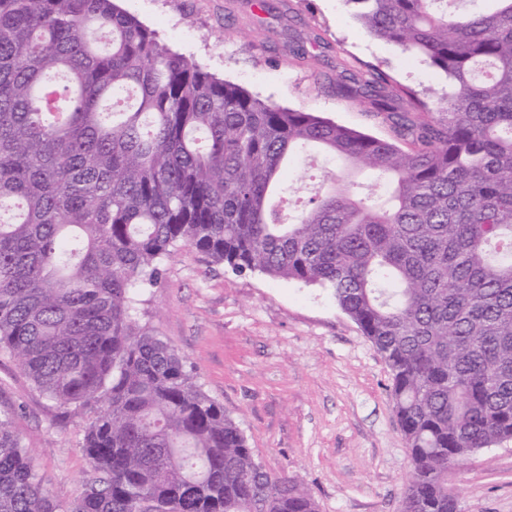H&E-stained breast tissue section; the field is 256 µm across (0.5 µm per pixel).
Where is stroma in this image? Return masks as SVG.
Returning <instances> with one entry per match:
<instances>
[{
  "mask_svg": "<svg viewBox=\"0 0 512 512\" xmlns=\"http://www.w3.org/2000/svg\"><path fill=\"white\" fill-rule=\"evenodd\" d=\"M174 51L249 93L389 139L385 115L336 92L368 67L445 105L448 82L416 54L369 35L346 0H119ZM339 172L307 152L288 182L306 198ZM185 356L195 381L224 406L264 468L299 477L318 512H403L410 474L389 370L329 289L237 273L181 251L151 290L143 317ZM0 409L12 410L48 496L61 512L84 493L91 465L82 444L95 411L57 419L15 362L0 357ZM463 512H512V441L479 451L448 473Z\"/></svg>",
  "mask_w": 512,
  "mask_h": 512,
  "instance_id": "stroma-1",
  "label": "stroma"
}]
</instances>
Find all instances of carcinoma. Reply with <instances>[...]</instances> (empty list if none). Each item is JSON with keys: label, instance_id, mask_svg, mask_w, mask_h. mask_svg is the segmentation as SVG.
<instances>
[{"label": "carcinoma", "instance_id": "cac0c4a2", "mask_svg": "<svg viewBox=\"0 0 512 512\" xmlns=\"http://www.w3.org/2000/svg\"><path fill=\"white\" fill-rule=\"evenodd\" d=\"M346 2L446 76L442 112L352 73L336 92L392 121L377 138L215 77L115 0H0V353L98 407L68 512H317L135 319L184 248L332 291L389 369L404 512H461L448 471L512 440V0ZM309 145L388 197L334 178L290 215L283 172ZM0 512H58L5 412Z\"/></svg>", "mask_w": 512, "mask_h": 512}]
</instances>
